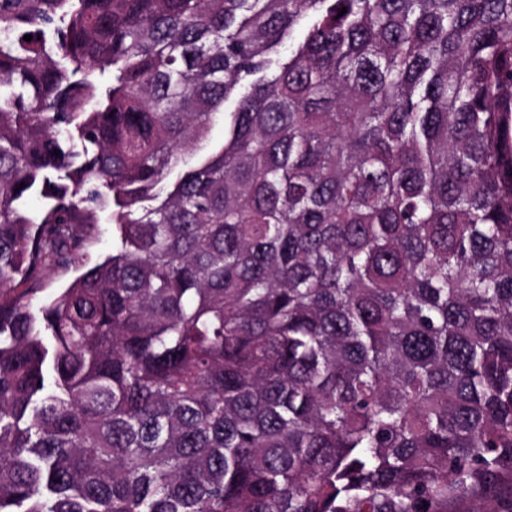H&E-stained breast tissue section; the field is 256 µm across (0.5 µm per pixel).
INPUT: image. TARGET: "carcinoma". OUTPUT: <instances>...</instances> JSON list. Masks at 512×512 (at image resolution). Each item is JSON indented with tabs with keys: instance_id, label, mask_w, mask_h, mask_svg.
<instances>
[{
	"instance_id": "1",
	"label": "carcinoma",
	"mask_w": 512,
	"mask_h": 512,
	"mask_svg": "<svg viewBox=\"0 0 512 512\" xmlns=\"http://www.w3.org/2000/svg\"><path fill=\"white\" fill-rule=\"evenodd\" d=\"M507 477L512 0H0V512ZM98 217L99 223L93 229L89 246L92 262L112 253V209L100 211ZM79 274L74 268L68 271H61L52 275L43 287V290L38 293L37 299L40 301H47L55 298L59 295L64 288H67L69 284Z\"/></svg>"
}]
</instances>
